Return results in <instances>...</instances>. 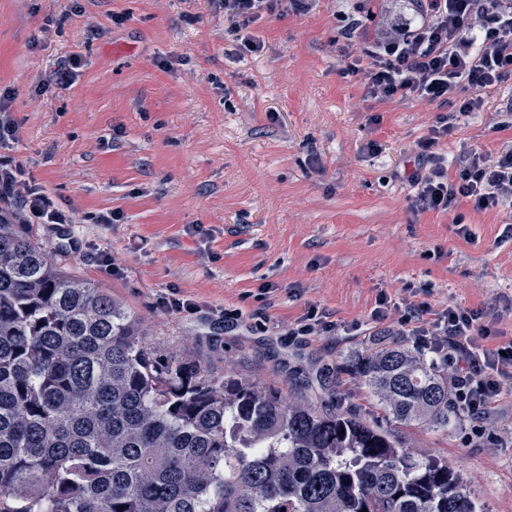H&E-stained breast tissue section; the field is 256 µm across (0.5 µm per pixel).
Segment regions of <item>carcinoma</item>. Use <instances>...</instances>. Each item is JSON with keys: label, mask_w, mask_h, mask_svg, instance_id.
Listing matches in <instances>:
<instances>
[{"label": "carcinoma", "mask_w": 512, "mask_h": 512, "mask_svg": "<svg viewBox=\"0 0 512 512\" xmlns=\"http://www.w3.org/2000/svg\"><path fill=\"white\" fill-rule=\"evenodd\" d=\"M350 372L406 425L463 418L443 368L402 340ZM0 512L483 509L461 472L354 414L148 345L29 225L0 221Z\"/></svg>", "instance_id": "cac0c4a2"}]
</instances>
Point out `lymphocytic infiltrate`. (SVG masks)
Returning a JSON list of instances; mask_svg holds the SVG:
<instances>
[{"instance_id":"1","label":"lymphocytic infiltrate","mask_w":512,"mask_h":512,"mask_svg":"<svg viewBox=\"0 0 512 512\" xmlns=\"http://www.w3.org/2000/svg\"><path fill=\"white\" fill-rule=\"evenodd\" d=\"M233 25L261 12L306 14L318 0H212ZM341 72L360 82L375 102L416 100L440 113L416 144L407 175L414 212L512 209V139L495 153L473 148L449 163L441 141L470 114L483 111L487 89L512 80V0H355L337 11ZM0 218L13 224H47L64 235L76 223L47 191L23 177L21 163L0 159ZM398 312L397 333L411 337L448 374L455 403L465 411L483 444L512 438L497 426L493 410L512 397V336L500 329L512 320V305L497 320L480 309L450 302H393L380 295L374 321Z\"/></svg>"}]
</instances>
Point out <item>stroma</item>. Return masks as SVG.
<instances>
[{"label": "stroma", "mask_w": 512, "mask_h": 512, "mask_svg": "<svg viewBox=\"0 0 512 512\" xmlns=\"http://www.w3.org/2000/svg\"><path fill=\"white\" fill-rule=\"evenodd\" d=\"M80 4L0 0V89L13 91L19 124L8 156L81 218L68 242L44 224L32 232L134 314L148 344L378 424L461 470L486 512H512V442L491 453L462 424L406 426L346 369L396 328L370 318L379 293L489 313L512 299V212L416 215L392 177L412 169L436 109L375 103L341 75L337 0L237 30L208 0ZM247 35L262 52L238 53ZM71 55L82 60L73 86L39 92L40 74ZM499 120L462 119L443 153L496 151L512 137ZM111 210L123 215L112 228L85 220ZM98 249L120 274L97 265ZM174 291L197 313L158 307ZM313 306L362 329L292 335Z\"/></svg>", "instance_id": "obj_1"}]
</instances>
